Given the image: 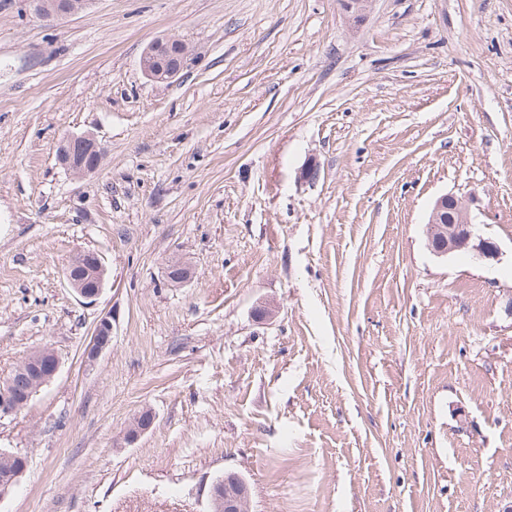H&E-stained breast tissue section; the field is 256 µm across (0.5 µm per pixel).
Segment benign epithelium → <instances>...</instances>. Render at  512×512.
<instances>
[{
  "label": "benign epithelium",
  "mask_w": 512,
  "mask_h": 512,
  "mask_svg": "<svg viewBox=\"0 0 512 512\" xmlns=\"http://www.w3.org/2000/svg\"><path fill=\"white\" fill-rule=\"evenodd\" d=\"M373 0H342L345 11L354 18H364ZM37 15L46 20L65 18L87 8L91 0H32ZM191 49L179 39L164 38L150 43L140 59L143 75L160 84L174 82L190 60ZM59 161L72 173L85 175L98 169L103 150L91 133L65 136L58 150ZM431 251L444 257L467 252L479 261H497L501 255L498 245L484 237L472 222L462 200L444 194L436 199L427 225ZM84 261L92 270L91 282L66 276L67 285L82 299L94 300L105 285L106 269L98 253L83 251L72 257ZM166 278L173 285L187 282L193 266L183 260H170ZM112 344V316L104 315L95 323L84 349L86 362L93 364ZM61 361L57 353L45 346L21 360L12 374L0 382V416L16 413L29 405L40 388L53 381ZM154 423L150 411L141 413L126 434L130 443L137 441ZM28 469V457L21 452L0 448V500L9 496L20 484ZM249 488L237 473H226L214 480L210 490L211 512H247Z\"/></svg>",
  "instance_id": "1"
}]
</instances>
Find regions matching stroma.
<instances>
[{
    "instance_id": "35a3bbf8",
    "label": "stroma",
    "mask_w": 512,
    "mask_h": 512,
    "mask_svg": "<svg viewBox=\"0 0 512 512\" xmlns=\"http://www.w3.org/2000/svg\"><path fill=\"white\" fill-rule=\"evenodd\" d=\"M160 37L192 49L168 85ZM84 132L105 159L76 177ZM446 193L499 260L433 254ZM511 296L512 0H0V381L61 360L0 418L29 458L0 512H209L230 472L248 512H512ZM37 15L46 20L65 18L87 8L91 0H32ZM176 47L174 53L172 48ZM191 49L179 39L164 38L150 43L140 59L143 75L150 81L160 84L174 82L190 60ZM58 158L73 174L85 175L98 169L103 150L93 134H72L62 139ZM72 261L87 262L86 265L92 270V282L90 284V281L86 282L70 276V274L75 276H81L83 274L84 268L77 265L70 271V274L66 275L65 279L67 285L80 298L93 301L101 294L105 285L106 269L99 254L94 251L79 252L72 257ZM112 344V317L104 315L95 323L92 335L84 349L86 362L94 364ZM61 361L45 346L21 360L12 374L0 384V417L16 413L29 405L40 388L58 374Z\"/></svg>"
}]
</instances>
